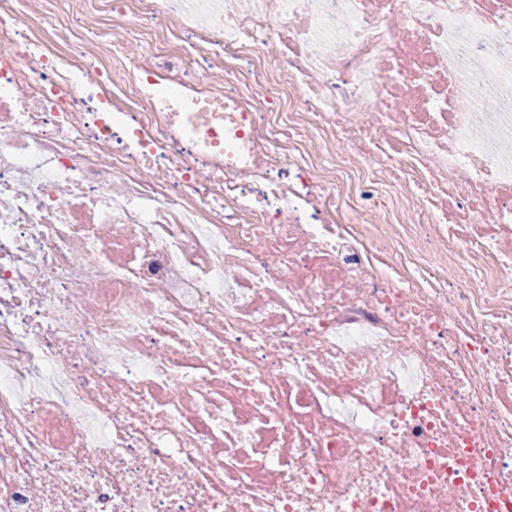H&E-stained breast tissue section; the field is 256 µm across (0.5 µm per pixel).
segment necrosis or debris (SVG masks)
<instances>
[{
  "label": "necrosis or debris",
  "mask_w": 512,
  "mask_h": 512,
  "mask_svg": "<svg viewBox=\"0 0 512 512\" xmlns=\"http://www.w3.org/2000/svg\"><path fill=\"white\" fill-rule=\"evenodd\" d=\"M0 512H512V0H0Z\"/></svg>",
  "instance_id": "1"
}]
</instances>
